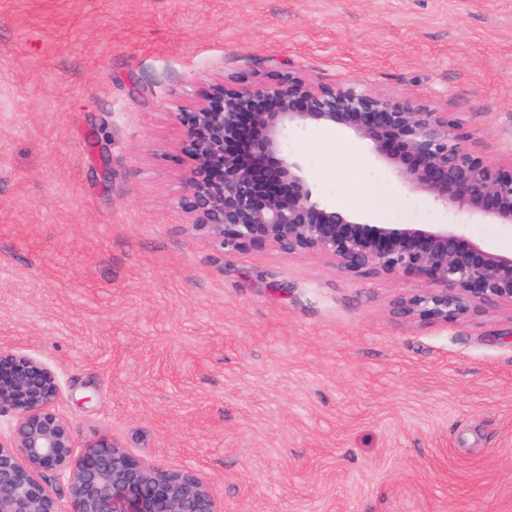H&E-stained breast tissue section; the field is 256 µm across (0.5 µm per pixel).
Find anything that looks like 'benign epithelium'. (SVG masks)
<instances>
[{
	"label": "benign epithelium",
	"mask_w": 512,
	"mask_h": 512,
	"mask_svg": "<svg viewBox=\"0 0 512 512\" xmlns=\"http://www.w3.org/2000/svg\"><path fill=\"white\" fill-rule=\"evenodd\" d=\"M185 158L177 208L190 229L227 250L316 253L343 273L424 284L396 297L403 322L446 324L512 308V252L472 239L469 224L512 229V158H487L446 113L374 94L362 82L321 84L297 73L222 80L168 113ZM339 126L364 141L408 191L444 210L446 224H369L313 197L289 143L309 127ZM56 372L0 346V512H221L195 474L162 469L109 437L76 445L56 408ZM67 489L68 510L45 481Z\"/></svg>",
	"instance_id": "benign-epithelium-1"
}]
</instances>
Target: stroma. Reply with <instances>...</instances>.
Instances as JSON below:
<instances>
[{"instance_id": "35a3bbf8", "label": "stroma", "mask_w": 512, "mask_h": 512, "mask_svg": "<svg viewBox=\"0 0 512 512\" xmlns=\"http://www.w3.org/2000/svg\"><path fill=\"white\" fill-rule=\"evenodd\" d=\"M285 66L512 157V0H0V345L58 373L78 445L190 471L223 512H512L511 310L404 323L411 280L185 224L168 111ZM291 148L319 201L443 221L343 129Z\"/></svg>"}]
</instances>
